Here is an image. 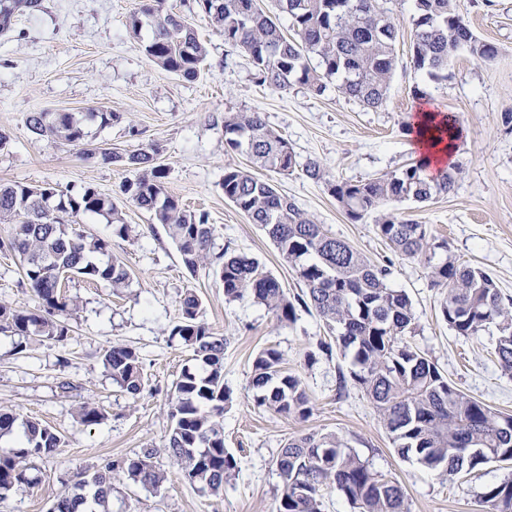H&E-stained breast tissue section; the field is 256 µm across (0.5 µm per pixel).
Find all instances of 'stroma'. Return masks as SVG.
<instances>
[{
    "instance_id": "1",
    "label": "stroma",
    "mask_w": 512,
    "mask_h": 512,
    "mask_svg": "<svg viewBox=\"0 0 512 512\" xmlns=\"http://www.w3.org/2000/svg\"><path fill=\"white\" fill-rule=\"evenodd\" d=\"M191 4L167 0L207 48L191 81L144 55L141 40L149 29L136 36L130 28L138 0H43L40 11L16 15L10 31L0 36V131L9 138L0 150V183L49 184L65 192L90 186L111 198L129 226L128 236L113 234L102 216L87 219L84 229L108 240L112 255L131 274L120 294L80 278L68 282V293L82 305L68 320L66 341H46L20 354L17 337L0 333V407L37 419L64 439L53 458L38 461L33 483L0 501V512H48L76 471L147 446L164 447L174 383L193 364L189 348L169 334L188 291L202 302L201 320L227 340L224 382L233 402L224 411V446L236 456L239 471L220 493H202L160 454L157 464L168 474L160 490L115 483L109 512H276L282 487L279 450L288 438L311 431L336 434L374 470L396 480L410 512H482L481 494L512 477L511 464L490 463L479 478L452 482L402 458L365 391L351 381L340 384V376L350 372V358L337 352L306 365V354L330 337L315 312L299 311L294 323L281 324L252 300H226L212 271H189L163 226L123 194L135 171L84 159L81 152L86 147L121 154L158 149L169 192L204 211L213 224L214 252L227 249L258 259L295 293L300 288L295 273L265 232L225 200L222 187L225 169L249 165L246 156L224 143L225 113H263L288 139L299 167L287 174L260 169L257 177L275 184L371 263L390 266L391 287L413 303L416 330L409 344L455 387L512 416V376L496 360V330L456 335L440 313L443 288L432 285L422 263L395 253L377 230L388 217L425 224L436 240L448 244L436 252L435 262L456 257L489 274L502 294L512 297V0H456L472 31L497 46L499 54L484 64L457 53L447 79L439 82L411 63L414 0H380L397 25L398 63L387 102L378 109L341 93L333 78L319 96L300 85L283 91L257 84L248 56L225 43ZM428 106L456 114L466 130L458 151L461 171L450 194L424 203L393 202L354 222L324 182L302 171V164L315 160L327 180L354 183L404 168L419 158L405 122ZM92 108L121 118L105 127L89 123L81 146L38 136L28 127L34 112ZM0 301L24 309L40 304L18 255L5 249H0ZM115 343L136 348L142 358L144 385L137 399L116 387L101 363L103 350ZM270 346L281 352L284 367L301 374L313 403L307 419L255 404L253 359ZM86 400L105 407L100 424L78 422L75 409Z\"/></svg>"
}]
</instances>
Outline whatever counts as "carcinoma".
I'll return each mask as SVG.
<instances>
[{
	"mask_svg": "<svg viewBox=\"0 0 512 512\" xmlns=\"http://www.w3.org/2000/svg\"><path fill=\"white\" fill-rule=\"evenodd\" d=\"M165 2L139 0L132 32L149 27L151 35L142 43L145 56L170 73L194 79L206 57L205 46L191 24L169 12ZM276 2L288 18L290 38L256 0H195V6L224 35L225 43L246 52L257 83L281 90L299 83L321 95L325 80L338 76L346 95L368 107L382 106L396 67L397 29L379 0ZM41 8L42 0H0V35L10 31L18 11ZM415 9L411 61L430 80L446 78L448 64L461 50L486 64L497 58L498 48L474 34L457 11L456 0H415ZM313 58L318 60L317 69L310 67ZM96 119L106 126L119 115L96 109L36 112L29 125L39 136L79 145L86 137V121ZM445 121L455 145L462 144L466 131L460 120L447 113ZM224 141L257 167L280 173L295 168L288 140L260 112L227 113ZM84 155H99L137 171L136 179L122 186L123 193L165 227L188 270L213 267L225 299L249 297L280 323L294 322L300 308L315 310L336 333V346L351 355L350 377L371 399L402 457L429 470L445 471L450 480L462 473L475 477L489 462L512 461V416L499 415L460 391L406 341L415 332L412 303L405 292L389 286V266L370 263L349 243L328 234L270 182L244 169H225L224 198L262 228L303 284L305 291L292 297L258 260L227 249L213 253V225L168 191L157 152L122 155L96 147ZM457 170L454 164L430 174L419 160L399 171L351 183L325 180L316 160L304 167L310 179L325 182L354 222L389 201L425 202L449 194ZM93 215L107 217L116 235H128L129 225L112 200L91 187L64 193L51 185L0 184V224L10 226L7 247L20 256L24 276L41 300L33 310L0 303V332L21 338L19 351L34 343L67 339L69 328L61 317L79 309L78 297L64 291L71 278L103 283L116 293L129 287L130 273L109 256L110 243L79 228L82 217ZM378 231L399 255L431 265L432 283L448 289L441 314L457 335L477 336L495 327L498 364L511 374L512 298L503 296L493 278L478 268L451 257L431 264L435 250L444 244L432 241L427 225L387 219ZM200 308L198 296L186 292L181 319L170 330L192 350L202 371L187 368L175 382L172 425L161 450L187 481L217 493L235 476L238 462L224 448L222 418L231 402V390L224 384L225 339L200 320ZM101 362L113 383L133 398L140 393L143 368L135 349L114 344L104 350ZM251 385L259 406L301 419L312 413L301 375L283 369L282 354L273 347L256 354ZM76 417L82 425L93 426L106 414L103 406L84 401ZM62 444L52 428L26 421L16 446L0 452V501L14 488L32 483L31 463L54 456ZM161 450L142 448L75 473L48 512H78L90 502L105 512L117 477L159 490L167 474L153 459ZM276 464L282 482L278 512H321L322 491L331 487L357 512H408L399 483L362 462L334 433L308 432L288 439ZM482 503L484 512H512V478L485 491Z\"/></svg>",
	"mask_w": 512,
	"mask_h": 512,
	"instance_id": "cac0c4a2",
	"label": "carcinoma"
}]
</instances>
